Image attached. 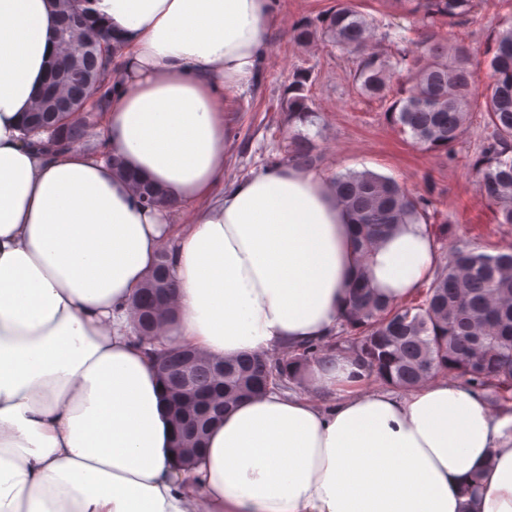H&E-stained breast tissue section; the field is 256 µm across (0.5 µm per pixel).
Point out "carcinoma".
<instances>
[{
    "label": "carcinoma",
    "instance_id": "carcinoma-1",
    "mask_svg": "<svg viewBox=\"0 0 512 512\" xmlns=\"http://www.w3.org/2000/svg\"><path fill=\"white\" fill-rule=\"evenodd\" d=\"M58 43L64 67L51 69L47 82L28 114L29 127L59 130L66 139L84 142L97 121L87 113L78 124H61L74 110L75 99L100 88L105 76L101 52L90 49L86 31L111 39L107 22L83 7L81 0H55ZM407 10L411 24L393 35L378 32L355 0H336L320 16L300 22L293 40L305 47L331 46L356 59L353 82L359 95L385 100L391 123L410 134L418 149L448 152L468 132L472 109H483L478 151L466 160L479 191L488 200L498 224L512 225V25L490 34L489 73L481 79V61L463 42L448 45L443 26L464 28L478 0H390ZM395 46L388 54L380 49ZM401 67L402 86L391 93L390 73ZM311 73L295 71L280 100V111L292 126L314 124L317 115L309 95ZM301 169L317 167L321 157L310 139L295 134L283 146V157ZM112 166L126 174L131 189L148 206H166L163 192L126 172L114 156ZM336 202L347 212V231L360 261L379 240L400 224L429 221L438 215L433 200L415 195L392 177L370 170L348 169L330 180ZM135 328L154 336L173 314V289L165 256H159L150 278L134 303ZM333 346L354 354L368 376L402 390L413 388L434 373L490 390L496 400L512 397V247L486 251L470 242L455 245L427 288L402 303H390L360 276L354 284L347 318ZM305 348L289 358L262 353L212 359L194 350L176 348L168 354L164 383L179 443L191 455L205 450L208 432L242 399L258 397L270 388L291 390L303 383L302 367L317 359ZM194 359V397L178 394L177 367Z\"/></svg>",
    "mask_w": 512,
    "mask_h": 512
}]
</instances>
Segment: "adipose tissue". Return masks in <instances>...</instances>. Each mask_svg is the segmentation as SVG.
<instances>
[{"label": "adipose tissue", "instance_id": "1", "mask_svg": "<svg viewBox=\"0 0 512 512\" xmlns=\"http://www.w3.org/2000/svg\"><path fill=\"white\" fill-rule=\"evenodd\" d=\"M116 70L97 150L28 131L57 51L54 0H0V512H512V403L438 374L372 383L330 351L351 286L391 301L432 281L424 225L358 264L328 176L268 166L225 182L224 100L255 85L275 0H91ZM176 204L146 206L112 156ZM175 317L137 336L159 255ZM327 357L305 387L245 399L189 469L158 357Z\"/></svg>", "mask_w": 512, "mask_h": 512}]
</instances>
